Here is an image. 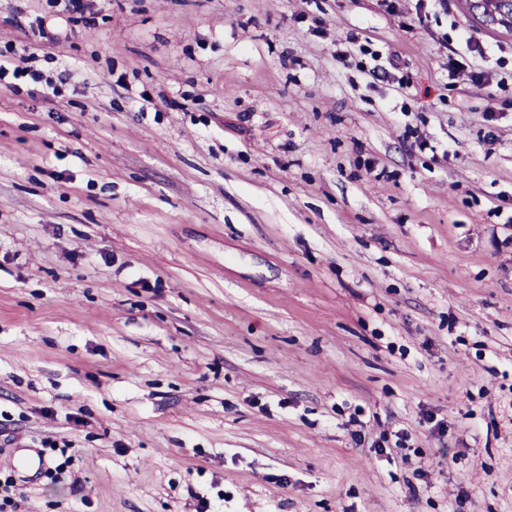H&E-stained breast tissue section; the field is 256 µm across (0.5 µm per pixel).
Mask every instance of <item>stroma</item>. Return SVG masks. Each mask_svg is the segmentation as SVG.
Instances as JSON below:
<instances>
[{"instance_id": "obj_1", "label": "stroma", "mask_w": 512, "mask_h": 512, "mask_svg": "<svg viewBox=\"0 0 512 512\" xmlns=\"http://www.w3.org/2000/svg\"><path fill=\"white\" fill-rule=\"evenodd\" d=\"M475 2L0 0L43 77L0 81L12 512H512V26Z\"/></svg>"}]
</instances>
